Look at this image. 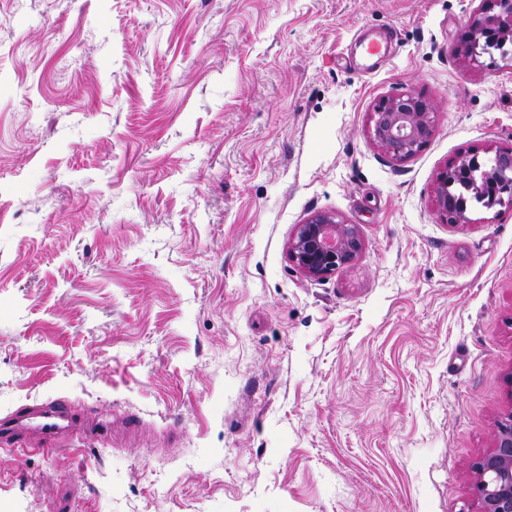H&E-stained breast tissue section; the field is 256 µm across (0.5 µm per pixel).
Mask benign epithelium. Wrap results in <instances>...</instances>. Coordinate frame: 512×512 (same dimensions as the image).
<instances>
[{
  "label": "benign epithelium",
  "instance_id": "benign-epithelium-1",
  "mask_svg": "<svg viewBox=\"0 0 512 512\" xmlns=\"http://www.w3.org/2000/svg\"><path fill=\"white\" fill-rule=\"evenodd\" d=\"M502 53L512 43V29L494 19L473 27L467 48L472 58L489 49L487 37ZM432 103L420 95L404 92L382 102L371 116V135L382 150L396 161L414 156L434 130ZM477 162L465 156L446 166L437 176V206L450 224L469 223L466 212L456 209L448 199V187L460 172ZM362 249L359 231L335 215L317 213L299 225L288 246L290 260L306 275L323 278L340 268L351 266ZM477 512H512V412L498 422L493 446L475 464Z\"/></svg>",
  "mask_w": 512,
  "mask_h": 512
}]
</instances>
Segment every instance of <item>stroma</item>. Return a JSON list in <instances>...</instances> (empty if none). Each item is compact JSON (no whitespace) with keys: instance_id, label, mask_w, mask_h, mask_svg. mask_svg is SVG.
Returning a JSON list of instances; mask_svg holds the SVG:
<instances>
[{"instance_id":"obj_1","label":"stroma","mask_w":512,"mask_h":512,"mask_svg":"<svg viewBox=\"0 0 512 512\" xmlns=\"http://www.w3.org/2000/svg\"><path fill=\"white\" fill-rule=\"evenodd\" d=\"M486 0H0V512H476L512 411V206L443 221L449 163L512 148ZM394 33L387 56L367 41ZM436 112L393 161L373 110ZM357 225L324 279L288 258ZM498 21L499 20L493 18L489 23L479 24L473 27V36L467 48L470 57L477 58L480 54L490 49L488 41L486 40L487 36L493 37L494 42L491 43L494 47L501 50L503 54H507L505 46L508 42L510 44L512 43V29L510 27L499 28ZM481 39H484L483 43H481ZM362 249L354 224H344L334 214L317 213L300 224L288 246L290 260L306 275L323 278L351 266ZM67 414L65 408L56 406L47 412L38 413L35 406L25 405L20 409L0 418V443H13L20 437L23 420H33L40 417L41 448L43 454H52L61 447L71 444V437L66 436L58 423Z\"/></svg>"}]
</instances>
